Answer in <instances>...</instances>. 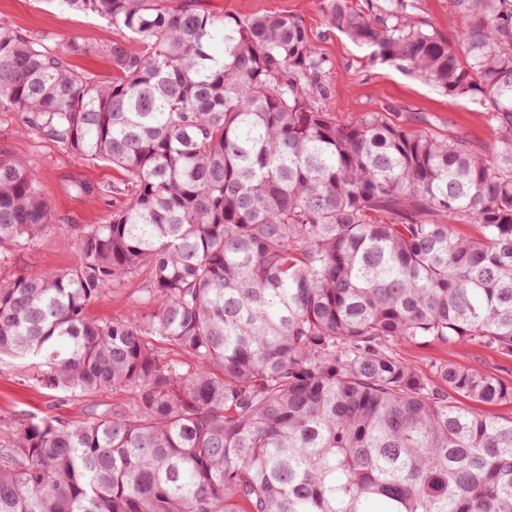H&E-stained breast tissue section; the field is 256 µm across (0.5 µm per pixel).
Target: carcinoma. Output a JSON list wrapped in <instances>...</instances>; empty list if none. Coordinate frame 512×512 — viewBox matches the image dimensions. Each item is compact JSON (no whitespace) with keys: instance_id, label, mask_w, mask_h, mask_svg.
Returning <instances> with one entry per match:
<instances>
[{"instance_id":"1","label":"carcinoma","mask_w":512,"mask_h":512,"mask_svg":"<svg viewBox=\"0 0 512 512\" xmlns=\"http://www.w3.org/2000/svg\"><path fill=\"white\" fill-rule=\"evenodd\" d=\"M141 45L98 81L0 25V112L122 169L129 205L73 228L77 260L0 280V354L65 391L121 389L84 421L32 417L0 448V512H512V382L399 345L512 357V0H328L373 59L485 109L487 153L367 112L336 122L297 16L188 0H60ZM54 223L0 156V263ZM478 224V239L456 234ZM150 272L148 313L90 307ZM420 12L450 44H457L459 21L448 12V0H419Z\"/></svg>"}]
</instances>
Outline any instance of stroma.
<instances>
[{
    "label": "stroma",
    "mask_w": 512,
    "mask_h": 512,
    "mask_svg": "<svg viewBox=\"0 0 512 512\" xmlns=\"http://www.w3.org/2000/svg\"><path fill=\"white\" fill-rule=\"evenodd\" d=\"M200 8L216 14L248 17L265 13H288L300 17L317 51L327 60V105L337 121L349 124L368 112L383 113L391 123L438 138L456 136L478 150L493 148L495 131L482 107L471 101H455L434 86L410 76L395 66L371 59L329 22L326 0H197ZM0 24L45 36L56 50L70 41L95 45L120 43L130 52L139 44L127 33L112 29L93 14L66 9L59 0H0ZM21 162L40 180L43 195L56 222L36 242L16 250L8 263L0 264V279L25 269L57 271L76 259L70 231L75 224H104L129 203L122 170L102 161H89L54 142L25 131L17 113H0V154ZM87 182L98 186L93 195L79 193ZM139 276L113 289L90 308L100 320L111 321L142 314L138 290L146 284ZM398 353L418 367L443 358L512 381V358H504L478 345L419 348L398 346ZM129 394L112 389L69 392L37 383L30 377L28 360L0 357V445L15 436L19 423L30 416H48L65 422L82 421L92 413L128 403Z\"/></svg>",
    "instance_id": "obj_1"
}]
</instances>
